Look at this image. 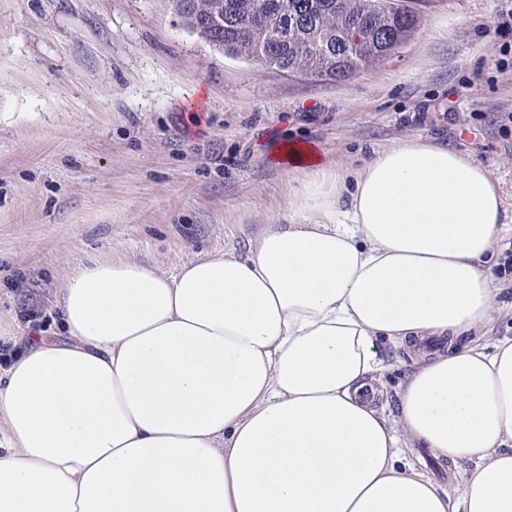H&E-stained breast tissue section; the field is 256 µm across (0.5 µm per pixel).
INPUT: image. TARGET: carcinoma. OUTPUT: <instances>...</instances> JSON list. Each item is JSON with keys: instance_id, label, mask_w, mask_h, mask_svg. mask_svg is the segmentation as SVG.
Here are the masks:
<instances>
[{"instance_id": "carcinoma-1", "label": "carcinoma", "mask_w": 512, "mask_h": 512, "mask_svg": "<svg viewBox=\"0 0 512 512\" xmlns=\"http://www.w3.org/2000/svg\"><path fill=\"white\" fill-rule=\"evenodd\" d=\"M210 44L283 72L345 81L416 26L396 0H172Z\"/></svg>"}]
</instances>
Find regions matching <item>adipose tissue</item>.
I'll list each match as a JSON object with an SVG mask.
<instances>
[{
  "instance_id": "ef3b65f1",
  "label": "adipose tissue",
  "mask_w": 512,
  "mask_h": 512,
  "mask_svg": "<svg viewBox=\"0 0 512 512\" xmlns=\"http://www.w3.org/2000/svg\"><path fill=\"white\" fill-rule=\"evenodd\" d=\"M273 156L299 185L247 256L93 257L57 289L63 338L0 376V512H512L487 168L419 136L351 174ZM381 339L415 353L393 424L361 396ZM415 442L470 462L459 495L399 466Z\"/></svg>"
}]
</instances>
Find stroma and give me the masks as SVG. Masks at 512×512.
<instances>
[{
    "mask_svg": "<svg viewBox=\"0 0 512 512\" xmlns=\"http://www.w3.org/2000/svg\"><path fill=\"white\" fill-rule=\"evenodd\" d=\"M418 17L387 59L345 81L226 54L169 0H0V372L28 336L60 335L57 288L86 257L171 270L288 221L294 174L271 157L317 143L356 169L408 135L486 166L504 199L488 340L512 338V0H405ZM387 418L411 371L379 344ZM401 463L457 493L468 463L405 449Z\"/></svg>",
    "mask_w": 512,
    "mask_h": 512,
    "instance_id": "obj_1",
    "label": "stroma"
}]
</instances>
